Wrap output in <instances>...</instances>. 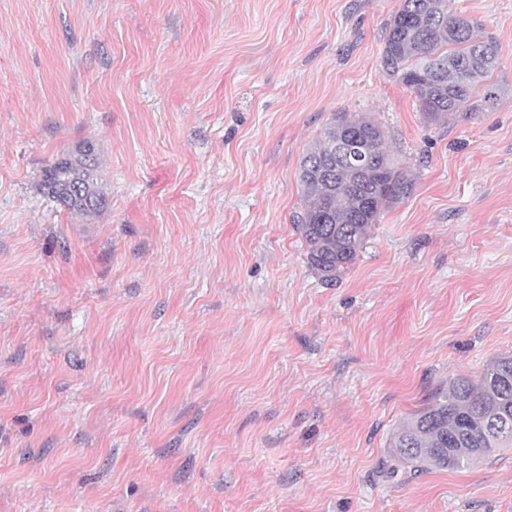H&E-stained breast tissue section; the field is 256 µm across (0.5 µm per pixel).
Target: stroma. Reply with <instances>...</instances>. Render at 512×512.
<instances>
[{
    "instance_id": "obj_1",
    "label": "stroma",
    "mask_w": 512,
    "mask_h": 512,
    "mask_svg": "<svg viewBox=\"0 0 512 512\" xmlns=\"http://www.w3.org/2000/svg\"><path fill=\"white\" fill-rule=\"evenodd\" d=\"M399 0H0V512H512V448L413 473L390 437L512 355V0L489 108L385 75ZM381 124L415 178L338 281L306 148ZM90 140L92 218L38 189Z\"/></svg>"
}]
</instances>
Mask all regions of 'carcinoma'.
<instances>
[{
  "mask_svg": "<svg viewBox=\"0 0 512 512\" xmlns=\"http://www.w3.org/2000/svg\"><path fill=\"white\" fill-rule=\"evenodd\" d=\"M451 0H400L387 24L382 54L386 75L406 86L432 123L474 112L497 99L488 83L499 65L498 47L474 20L449 9ZM349 136L371 149V160L351 165L339 145ZM42 170L39 189L68 213L93 216L106 204L97 153L85 142ZM298 182L305 208L296 229L310 267L333 282L353 264L381 213L409 197L414 178L386 148L373 119L344 114L308 146ZM79 185L82 196L69 189ZM390 447L415 471L470 467L492 452L512 448V356L498 357L479 380L451 379L421 411L403 421Z\"/></svg>",
  "mask_w": 512,
  "mask_h": 512,
  "instance_id": "cac0c4a2",
  "label": "carcinoma"
}]
</instances>
